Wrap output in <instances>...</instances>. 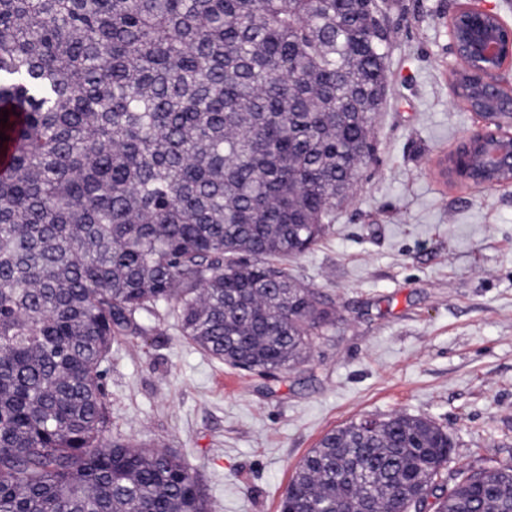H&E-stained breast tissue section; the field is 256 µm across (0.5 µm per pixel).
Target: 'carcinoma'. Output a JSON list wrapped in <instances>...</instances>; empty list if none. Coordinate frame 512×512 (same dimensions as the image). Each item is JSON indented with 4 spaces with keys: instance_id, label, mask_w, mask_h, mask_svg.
Listing matches in <instances>:
<instances>
[{
    "instance_id": "obj_1",
    "label": "carcinoma",
    "mask_w": 512,
    "mask_h": 512,
    "mask_svg": "<svg viewBox=\"0 0 512 512\" xmlns=\"http://www.w3.org/2000/svg\"><path fill=\"white\" fill-rule=\"evenodd\" d=\"M385 0H0V512H211L170 451L108 439L102 366L164 308L272 374L336 325L282 262L352 195ZM392 413L327 432L281 512H512V464Z\"/></svg>"
}]
</instances>
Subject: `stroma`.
<instances>
[{"mask_svg":"<svg viewBox=\"0 0 512 512\" xmlns=\"http://www.w3.org/2000/svg\"><path fill=\"white\" fill-rule=\"evenodd\" d=\"M391 2L374 155L321 241L287 262L335 308L332 335L261 376L211 359L162 315L104 365L111 435L181 455L212 512H279L307 452L362 417L434 421L452 471L512 463V186L439 172L481 126L451 88L458 0Z\"/></svg>","mask_w":512,"mask_h":512,"instance_id":"stroma-1","label":"stroma"}]
</instances>
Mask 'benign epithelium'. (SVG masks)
Wrapping results in <instances>:
<instances>
[{"label":"benign epithelium","mask_w":512,"mask_h":512,"mask_svg":"<svg viewBox=\"0 0 512 512\" xmlns=\"http://www.w3.org/2000/svg\"><path fill=\"white\" fill-rule=\"evenodd\" d=\"M505 33L512 36V27L480 0H463L448 24L453 91L483 125L450 155L446 172L456 174L453 161L462 156L474 168L465 180L484 188L512 185V91L503 78L512 64V41L505 42Z\"/></svg>","instance_id":"1"}]
</instances>
